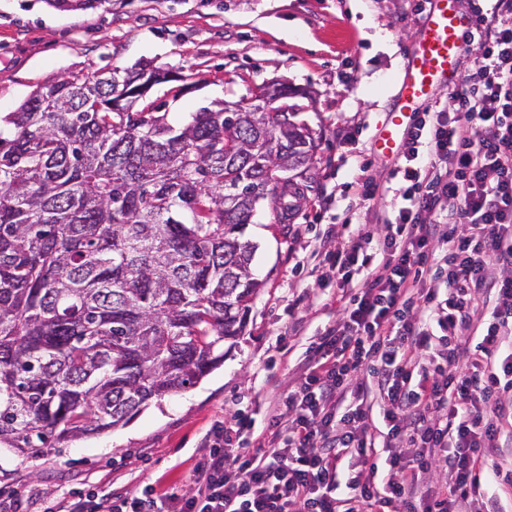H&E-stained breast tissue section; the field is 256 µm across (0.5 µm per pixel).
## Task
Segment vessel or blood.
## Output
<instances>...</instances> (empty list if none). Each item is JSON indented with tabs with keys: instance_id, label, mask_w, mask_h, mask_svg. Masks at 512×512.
<instances>
[{
	"instance_id": "b4317fda",
	"label": "vessel or blood",
	"mask_w": 512,
	"mask_h": 512,
	"mask_svg": "<svg viewBox=\"0 0 512 512\" xmlns=\"http://www.w3.org/2000/svg\"><path fill=\"white\" fill-rule=\"evenodd\" d=\"M472 29L471 16L457 7L456 0H429V8L420 20L419 36L410 46L397 79L395 100L377 138L380 155L398 162L403 140L420 106L435 88L457 87L459 62Z\"/></svg>"
}]
</instances>
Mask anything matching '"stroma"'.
<instances>
[{"instance_id":"35a3bbf8","label":"stroma","mask_w":512,"mask_h":512,"mask_svg":"<svg viewBox=\"0 0 512 512\" xmlns=\"http://www.w3.org/2000/svg\"><path fill=\"white\" fill-rule=\"evenodd\" d=\"M420 0H98L60 10L47 0H0V113L63 74L93 76L139 62L176 68L183 84L154 92L177 124L215 101L253 103L272 80L307 90L297 118L320 135L311 181L287 223L264 202L245 235L256 242L260 289L244 336L197 385L151 402L124 427L36 459L0 447V501L47 500L81 490L136 494L188 486L215 420L238 411L264 423L266 393L302 358L294 327L315 334L336 314L312 315L322 285L299 268L316 242L344 247L366 216L362 182L398 179L374 138L397 92L395 79L416 40ZM331 238H323L327 225Z\"/></svg>"}]
</instances>
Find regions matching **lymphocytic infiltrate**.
<instances>
[{
    "mask_svg": "<svg viewBox=\"0 0 512 512\" xmlns=\"http://www.w3.org/2000/svg\"><path fill=\"white\" fill-rule=\"evenodd\" d=\"M478 56L409 132L385 234L323 252L337 320L262 429L210 430L190 489L70 493L44 512H505L512 410V27L468 0ZM387 453L386 468L374 459Z\"/></svg>",
    "mask_w": 512,
    "mask_h": 512,
    "instance_id": "f902f5d3",
    "label": "lymphocytic infiltrate"
}]
</instances>
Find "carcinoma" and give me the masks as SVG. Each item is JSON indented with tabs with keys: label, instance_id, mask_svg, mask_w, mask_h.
Masks as SVG:
<instances>
[{
	"label": "carcinoma",
	"instance_id": "cac0c4a2",
	"mask_svg": "<svg viewBox=\"0 0 512 512\" xmlns=\"http://www.w3.org/2000/svg\"><path fill=\"white\" fill-rule=\"evenodd\" d=\"M149 63L60 76L0 116V444L38 458L192 387L259 290L246 225L313 177L292 103L142 107ZM293 173L275 181L277 166Z\"/></svg>",
	"mask_w": 512,
	"mask_h": 512
}]
</instances>
